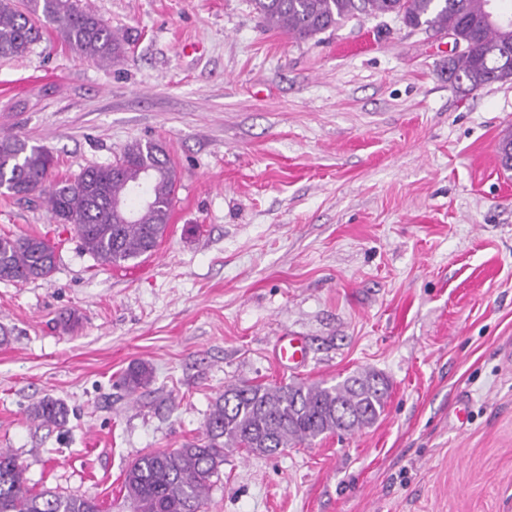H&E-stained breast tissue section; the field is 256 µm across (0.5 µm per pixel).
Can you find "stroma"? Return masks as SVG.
I'll list each match as a JSON object with an SVG mask.
<instances>
[{
	"label": "stroma",
	"mask_w": 512,
	"mask_h": 512,
	"mask_svg": "<svg viewBox=\"0 0 512 512\" xmlns=\"http://www.w3.org/2000/svg\"><path fill=\"white\" fill-rule=\"evenodd\" d=\"M89 4L130 37L127 60L52 34L0 59V135L70 179L159 141L178 183L166 236L117 267L0 193V234L57 249L48 278L0 282V448L28 486L132 512L127 466L203 438L225 386L376 370L391 394L374 424L226 451L206 512H512V84L460 94L452 40L392 15L297 40L247 0ZM285 333L305 341L300 370L275 363ZM136 361L153 380L130 395ZM46 396L66 427L29 420Z\"/></svg>",
	"instance_id": "obj_1"
}]
</instances>
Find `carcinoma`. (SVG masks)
Here are the masks:
<instances>
[{
	"label": "carcinoma",
	"mask_w": 512,
	"mask_h": 512,
	"mask_svg": "<svg viewBox=\"0 0 512 512\" xmlns=\"http://www.w3.org/2000/svg\"><path fill=\"white\" fill-rule=\"evenodd\" d=\"M265 25L296 39L335 30L359 16L394 14L413 29L448 32L464 48L448 60V79L469 94L488 85L512 83V28L488 25V0H249ZM57 33L81 57L102 66L122 63L128 41L85 0H0V58L31 52L45 33ZM501 165L512 169V133L499 143ZM56 160L43 145L18 135L0 137V183L14 197L36 198L52 218L73 226L83 249L102 265H119L153 253L165 235L177 173L155 141L127 144L108 165H91L77 178L54 173ZM55 247L35 235L0 236V282L49 277ZM151 377L144 363L120 379L130 395ZM388 385L374 371L342 381L285 385H230L214 399L202 442L145 454L128 467L127 496L137 512H204L224 451L272 455L327 433L351 432L374 423L385 411ZM40 424L67 422V405L45 397L28 411ZM0 512H102L95 500L27 486L25 469L0 450Z\"/></svg>",
	"instance_id": "obj_1"
}]
</instances>
